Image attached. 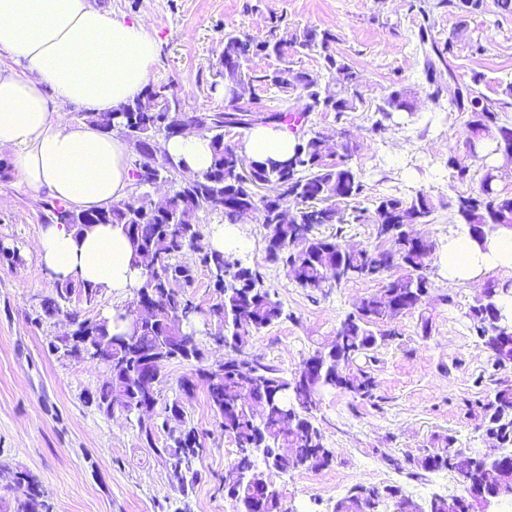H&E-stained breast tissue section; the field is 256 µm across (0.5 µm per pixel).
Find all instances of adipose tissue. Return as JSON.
I'll use <instances>...</instances> for the list:
<instances>
[{
  "instance_id": "1",
  "label": "adipose tissue",
  "mask_w": 512,
  "mask_h": 512,
  "mask_svg": "<svg viewBox=\"0 0 512 512\" xmlns=\"http://www.w3.org/2000/svg\"><path fill=\"white\" fill-rule=\"evenodd\" d=\"M0 148L13 152L22 180L75 210L127 196L133 182L128 145L85 121L64 118L60 105L110 112L141 96L157 63V42L143 22L93 7L89 0H0ZM296 137L287 127L257 126L242 141L251 159L283 161ZM177 163L201 172L211 162L208 135L192 132L164 142ZM36 251L55 279H75L126 297L141 282L120 225L84 234L54 221L41 225ZM440 268L449 284L480 283L494 268H512V231L478 244L468 236L443 246Z\"/></svg>"
}]
</instances>
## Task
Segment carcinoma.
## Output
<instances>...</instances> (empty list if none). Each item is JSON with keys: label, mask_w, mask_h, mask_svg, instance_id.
I'll use <instances>...</instances> for the list:
<instances>
[{"label": "carcinoma", "mask_w": 512, "mask_h": 512, "mask_svg": "<svg viewBox=\"0 0 512 512\" xmlns=\"http://www.w3.org/2000/svg\"><path fill=\"white\" fill-rule=\"evenodd\" d=\"M336 34L328 29L290 30L272 26L268 38L256 40L245 33L224 34V86L228 94L219 111L186 109L166 84H149L135 100L113 112L83 113V119L102 131H117L128 136L133 131L143 147V163L131 161L134 207L125 210L118 201L92 210H71L56 201L45 203L46 221L68 224L80 234L96 224L122 226L132 249V265L146 272L150 266L159 274L150 283L157 305L143 312L142 324L134 342L111 333L100 317H87L66 302L78 291L91 304L99 289L89 288L72 279L58 281L55 293L41 301V311L51 317L62 314L74 324V337L51 342V352L70 358L83 336L92 337L99 358L112 368V374L92 395L97 410L112 416L114 406L135 418L138 436L144 447L171 464L182 495L193 491L201 479L197 462L206 451L199 430L188 418L180 400L162 406L157 417L142 419L143 408L157 407L165 368L173 361L191 366L177 380L179 392L189 397L199 387L224 434L238 450L234 469L253 476L250 484H241L224 492L235 502L237 512H285L277 493H264L260 485L266 473L257 469L253 457L261 453L272 459L280 470H322L332 462L331 450L324 445L321 429L312 420L323 392L337 390L354 399L370 401L376 387L370 364L378 350L389 344L395 332L387 328L394 318L419 313L421 335L431 333V321L423 305L434 283L430 270L437 244L429 241L420 253L407 248V229L429 224L436 211L432 196L423 190L406 197L381 194L360 205L366 184L363 173L352 164L357 145L347 139L338 145L322 129L308 124L312 112H334L336 119L358 109L361 99L355 92L358 72L336 54ZM427 32L417 34L416 51L423 56L422 76L434 86L430 98L448 112H466L471 147L489 141L496 146L512 145V123L502 122L501 112L512 106V82L493 101L478 92L481 76L475 74L464 83L465 96L444 97L445 89L436 83L434 63L429 56ZM316 52L323 67L336 74V88L328 89L317 74L298 71L288 65V56ZM274 57L280 65L260 75H252L246 66L253 58ZM281 93L299 92L301 108L253 110L256 87ZM415 93L408 87L391 91L377 108L372 131L384 134L391 129L393 115L414 114ZM447 106L441 105V100ZM203 120L210 137L212 160L209 168L190 181L180 178L181 166L163 150L162 142L176 135V129L189 121ZM237 125L250 129L257 125H286L295 134L293 153L286 161L252 162L251 178L243 180L238 170L242 152L225 140L224 131ZM481 162L477 191L458 196L454 203L460 232L477 243L500 230H512V194L499 188L502 173L487 164V155L466 159L450 154L445 166L459 182L471 178L473 163ZM161 178L169 184L165 202L151 192L149 182ZM272 183L274 195H258L257 184ZM218 212L225 224H241L245 214L252 215L263 228L264 261L282 268L307 295H327L349 281H373L380 288L360 297L336 327L329 344L314 350L301 362L304 373L284 376L280 370L262 364L248 355L252 338L259 336L283 315L276 293L266 288L259 268L240 256L216 250L209 244L203 217ZM371 224L378 243L351 247L344 243V226ZM334 226V234L325 235L324 227ZM207 273L216 298L206 308L195 302L194 288L198 272ZM512 290L508 284L489 282L482 295L465 312L468 328L491 354L493 365L512 363V344L504 349L499 337L491 333L495 326L506 331L512 322L506 319L498 298ZM201 317L206 334L224 349L223 375L214 374L195 333L189 330ZM168 345L163 361L155 365L151 358L161 346ZM483 429L496 448H512V381H496L494 395L482 403ZM416 470L451 471L460 491L485 479L475 455L458 447L452 436L437 440L409 460ZM14 485L20 495L14 512H48L44 491L30 472H14ZM374 500L377 512L392 503L393 512H410L413 498L398 485L366 487L357 485L340 500L342 512H357L360 502Z\"/></svg>", "instance_id": "carcinoma-1"}]
</instances>
